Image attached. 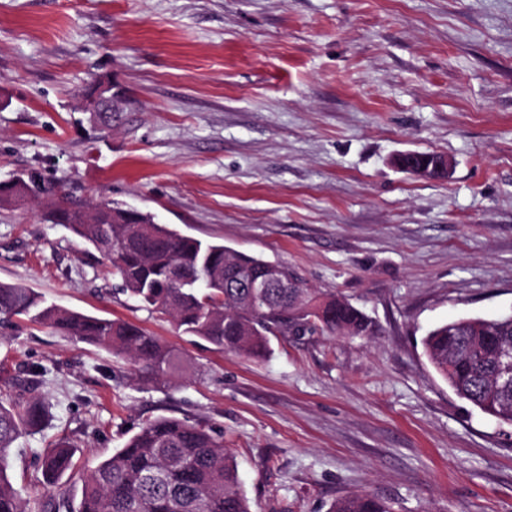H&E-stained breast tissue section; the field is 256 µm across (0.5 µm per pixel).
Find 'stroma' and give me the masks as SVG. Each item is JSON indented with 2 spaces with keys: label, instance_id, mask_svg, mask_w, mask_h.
Here are the masks:
<instances>
[{
  "label": "stroma",
  "instance_id": "stroma-1",
  "mask_svg": "<svg viewBox=\"0 0 512 512\" xmlns=\"http://www.w3.org/2000/svg\"><path fill=\"white\" fill-rule=\"evenodd\" d=\"M125 91L111 126L90 82ZM448 156L446 178L397 154ZM38 174L74 202L127 203L182 234L294 268L370 321L366 336H274L249 359L183 334L110 264L0 204V282L137 323L181 353L170 385L25 320L0 323V380L52 415L13 444L75 450L73 490L144 422L222 429L251 512H512V427L458 398L422 338L512 311V0H0V182ZM328 512H393L389 504L369 493H359L336 499Z\"/></svg>",
  "mask_w": 512,
  "mask_h": 512
}]
</instances>
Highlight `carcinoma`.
<instances>
[{
	"mask_svg": "<svg viewBox=\"0 0 512 512\" xmlns=\"http://www.w3.org/2000/svg\"><path fill=\"white\" fill-rule=\"evenodd\" d=\"M426 152L405 153L402 171L424 169L433 178ZM28 193L59 195L60 188L32 176ZM83 239L112 265L122 291L152 314L167 317L177 329L225 351L260 359L269 337L361 336L366 317L337 296L307 288L293 269L280 265L293 280L288 296L273 292L247 300L244 284L263 274L268 261L203 242L159 223L149 212L124 211L118 202L84 207L61 201L47 213ZM0 317H18L75 336L118 356L138 372L164 383L177 370L174 348L125 320L91 316L59 307L20 284L0 283ZM435 371L461 399L482 413L512 426V376L505 374L504 353L512 350V320L464 316L431 328L422 340ZM50 405L38 397L0 389V512H33L15 487L8 468L16 438L42 427ZM67 442L34 452L36 482L55 485L73 468ZM39 512H251L238 477L237 463L224 448L222 432L186 419L160 416L144 423L123 447L115 449L83 480L79 500L62 494ZM328 512H392L369 493L336 499Z\"/></svg>",
	"mask_w": 512,
	"mask_h": 512,
	"instance_id": "1",
	"label": "carcinoma"
}]
</instances>
